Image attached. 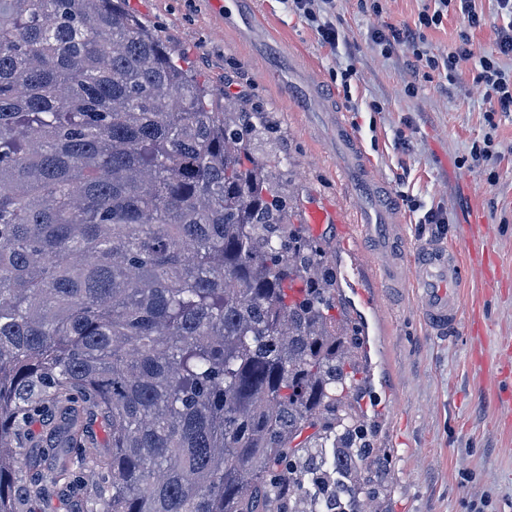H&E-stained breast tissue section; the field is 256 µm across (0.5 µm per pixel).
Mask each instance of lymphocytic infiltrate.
<instances>
[{
	"label": "lymphocytic infiltrate",
	"mask_w": 512,
	"mask_h": 512,
	"mask_svg": "<svg viewBox=\"0 0 512 512\" xmlns=\"http://www.w3.org/2000/svg\"><path fill=\"white\" fill-rule=\"evenodd\" d=\"M479 0H429L419 12L414 24L386 25L375 30L374 43L382 53L404 48L412 79L428 80L441 74L449 82H456L463 61L477 59L479 80L484 85L490 112H512V69L505 68L503 58H512V0H494L500 20L496 28L495 48L490 53L474 56L472 33L483 27L485 16ZM458 14L466 23L458 43L443 53H433L425 46V33L443 27L449 14Z\"/></svg>",
	"instance_id": "obj_1"
}]
</instances>
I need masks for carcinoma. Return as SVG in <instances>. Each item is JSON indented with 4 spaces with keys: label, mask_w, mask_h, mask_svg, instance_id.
<instances>
[{
    "label": "carcinoma",
    "mask_w": 512,
    "mask_h": 512,
    "mask_svg": "<svg viewBox=\"0 0 512 512\" xmlns=\"http://www.w3.org/2000/svg\"><path fill=\"white\" fill-rule=\"evenodd\" d=\"M259 116L125 0H0V512H363L362 326ZM85 490H73L70 492L61 491L51 498L52 510L57 509L59 512H82L84 500H85ZM64 499L63 505L61 500Z\"/></svg>",
    "instance_id": "carcinoma-1"
}]
</instances>
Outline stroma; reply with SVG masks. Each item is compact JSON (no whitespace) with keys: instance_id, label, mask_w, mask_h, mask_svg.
I'll return each mask as SVG.
<instances>
[{"instance_id":"35a3bbf8","label":"stroma","mask_w":512,"mask_h":512,"mask_svg":"<svg viewBox=\"0 0 512 512\" xmlns=\"http://www.w3.org/2000/svg\"><path fill=\"white\" fill-rule=\"evenodd\" d=\"M426 0H386L374 15L364 0H328L322 16L339 28L340 42L324 43L289 0H247L274 36L259 46L216 20L210 0H127V8L156 30L173 54L185 57L205 81L216 107L234 98L249 112H264L269 125L256 136V155L288 184L290 221L304 223L315 204L351 209L350 191L336 182L340 157L328 133V119L313 103L288 102L280 95L295 72L272 60L289 47L327 87L335 74L356 73L350 94H337L343 116L361 137L377 175L392 195L409 196L405 208L409 246L436 239L464 246L465 227L488 224L487 247L499 281L472 276L464 301H478L486 325L472 336L459 324L449 337L427 334L411 289L378 291L373 270L346 277L353 252L367 253L359 235L337 234L335 225L318 231L338 262L346 314L364 327L361 354L371 391L359 400L378 427L365 472L377 492L371 512H512V421L490 404L492 394L512 397V378L494 380L493 366L512 343V114L488 118L489 105L473 62L462 65L455 84L436 76L407 95L406 55L385 57L374 29L413 23ZM496 134L493 160L470 161L473 143ZM443 211V224H424L423 211ZM485 367H475L474 350Z\"/></svg>"}]
</instances>
